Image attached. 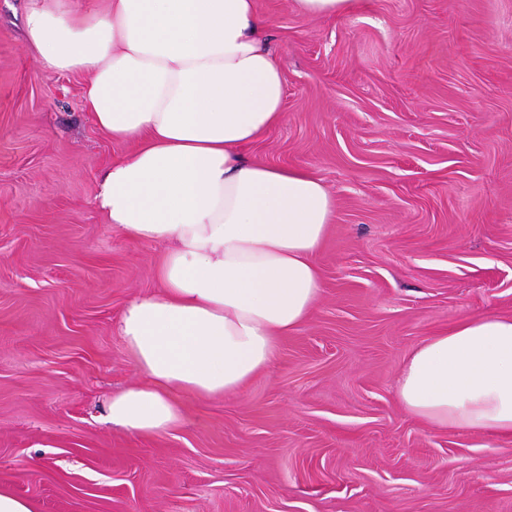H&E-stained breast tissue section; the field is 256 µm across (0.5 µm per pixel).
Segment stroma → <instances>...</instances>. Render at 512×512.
Instances as JSON below:
<instances>
[{
  "label": "stroma",
  "instance_id": "35a3bbf8",
  "mask_svg": "<svg viewBox=\"0 0 512 512\" xmlns=\"http://www.w3.org/2000/svg\"><path fill=\"white\" fill-rule=\"evenodd\" d=\"M258 6L287 119L244 155L335 199L323 292L265 372L144 435L106 410L146 382L117 320L166 247L104 223L98 177L130 146L85 111L86 75L26 48L28 0H0V489L35 512H512V439L396 396L421 341L512 316V0ZM296 11L305 16H335L348 12L353 0H293Z\"/></svg>",
  "mask_w": 512,
  "mask_h": 512
}]
</instances>
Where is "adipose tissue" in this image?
<instances>
[{
	"label": "adipose tissue",
	"mask_w": 512,
	"mask_h": 512,
	"mask_svg": "<svg viewBox=\"0 0 512 512\" xmlns=\"http://www.w3.org/2000/svg\"><path fill=\"white\" fill-rule=\"evenodd\" d=\"M257 0H30L45 71L88 75L95 125L131 148L100 174L95 206L127 237L168 243L157 292L118 331L148 385L113 395V424L162 434L174 392L220 398L263 373L312 313L314 257L336 202L309 172L245 160L286 119L284 79ZM415 419L512 438V316L469 317L417 345L397 375Z\"/></svg>",
	"instance_id": "obj_1"
}]
</instances>
